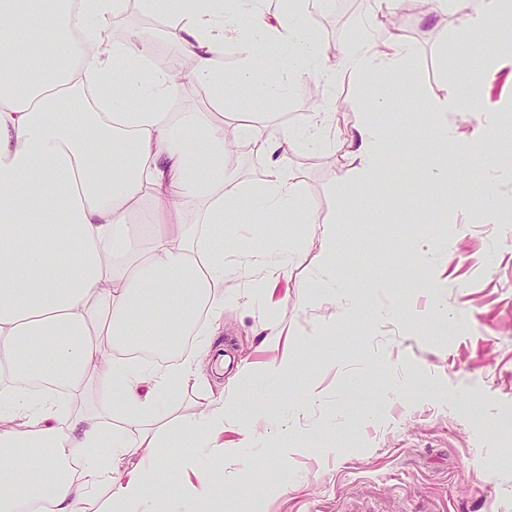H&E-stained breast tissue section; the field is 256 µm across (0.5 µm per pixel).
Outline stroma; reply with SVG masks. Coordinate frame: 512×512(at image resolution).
Here are the masks:
<instances>
[{
  "label": "stroma",
  "instance_id": "stroma-1",
  "mask_svg": "<svg viewBox=\"0 0 512 512\" xmlns=\"http://www.w3.org/2000/svg\"><path fill=\"white\" fill-rule=\"evenodd\" d=\"M303 23L318 45L378 33L371 0H324ZM391 26L412 52L394 68L404 83L346 74L322 90L336 103L338 131L321 147L286 157L312 207L313 224H271L293 251L286 273L253 298L252 272L224 285V333L167 358L202 362L162 408L173 425L198 417L223 385L224 432L209 450L218 489L202 512H512V437L496 435L512 410V217L483 215L498 154L475 148L472 164L448 163L443 186L418 179L409 192L347 201L337 181L349 131L368 90L385 88L394 115L392 175L426 141L416 105L448 97L465 79L448 64L461 20L452 10L400 0ZM276 101L224 84V124L298 127L308 119L310 81L277 69ZM351 218L337 222L341 206ZM336 224V301L308 299L320 265L321 222ZM448 248L424 264L433 233ZM269 375L264 392L257 376Z\"/></svg>",
  "mask_w": 512,
  "mask_h": 512
}]
</instances>
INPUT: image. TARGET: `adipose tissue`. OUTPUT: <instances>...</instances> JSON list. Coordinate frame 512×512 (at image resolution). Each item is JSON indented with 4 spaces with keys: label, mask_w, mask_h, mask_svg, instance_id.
Listing matches in <instances>:
<instances>
[{
    "label": "adipose tissue",
    "mask_w": 512,
    "mask_h": 512,
    "mask_svg": "<svg viewBox=\"0 0 512 512\" xmlns=\"http://www.w3.org/2000/svg\"><path fill=\"white\" fill-rule=\"evenodd\" d=\"M310 0H290L269 22L261 0H237L236 13L223 0H142L144 10L178 18L183 48L192 60L191 82L206 86L214 110L224 106V54L234 46L235 82L262 96L279 93L259 83L258 71L277 65L298 79L321 80L337 69L362 76L395 65L409 47L384 32L379 50L350 43L335 64L321 58L299 23ZM463 24L459 50L481 57L484 71L512 66V32L480 47L474 34L512 16V0H453ZM125 0H0V19L66 44L74 16L85 24L87 46L75 64L46 66L31 82L16 77L26 43L0 46V512H82L108 484L100 512H132L163 498L162 468L125 472L118 461L140 448L167 459L170 434L153 429L162 405L191 380V363L176 368L119 359L135 336L175 344L205 309L202 336L224 311V283L252 268L261 295L269 275L284 271L291 248L273 243L254 249L242 243L239 259L224 258L212 229L237 225L243 210L314 223L301 203L297 177L276 163L252 193L236 184L225 157L224 133L212 112H171L180 84L163 72L142 79L152 41L144 34L104 46L107 23ZM120 93H113V82ZM422 119L440 149L464 161L474 145L495 149L506 132L497 109L480 105L477 84L443 100L425 103ZM474 116L472 139H460L456 120ZM335 115L326 102L306 126L270 131L264 151L284 156L321 145ZM391 113L386 95H372L344 155L341 177L351 191L378 186L391 166ZM151 210H144V203ZM51 379L37 392L18 387L22 376ZM95 386L112 419L84 408ZM224 432V401L178 433L195 446L178 466L197 476L192 496L207 499L212 469L204 452ZM79 476L67 475L71 463Z\"/></svg>",
    "instance_id": "obj_1"
}]
</instances>
